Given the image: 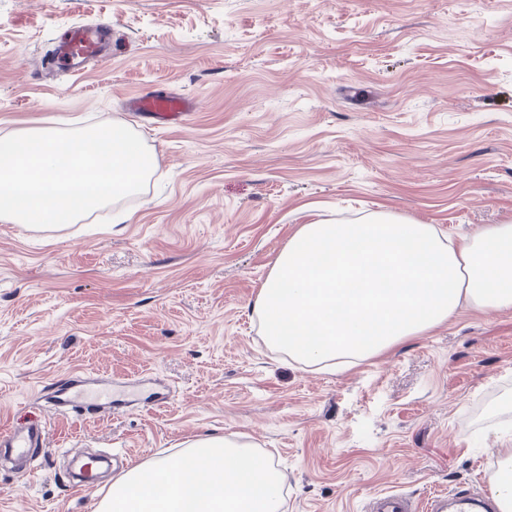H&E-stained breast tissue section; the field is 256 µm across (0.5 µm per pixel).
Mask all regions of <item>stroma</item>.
Wrapping results in <instances>:
<instances>
[{
	"mask_svg": "<svg viewBox=\"0 0 512 512\" xmlns=\"http://www.w3.org/2000/svg\"><path fill=\"white\" fill-rule=\"evenodd\" d=\"M112 56L45 70L71 26ZM177 91L159 127L127 97ZM98 123L153 158L140 193L56 231L0 223V431L46 428L0 512H93L70 455L124 463L237 434L287 512L487 489L512 437V311L447 322L345 371L302 370L253 301L297 227L392 212L459 239L512 224V0H0V136ZM116 383L112 407L46 394Z\"/></svg>",
	"mask_w": 512,
	"mask_h": 512,
	"instance_id": "35a3bbf8",
	"label": "stroma"
}]
</instances>
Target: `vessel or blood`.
<instances>
[{
  "instance_id": "1",
  "label": "vessel or blood",
  "mask_w": 512,
  "mask_h": 512,
  "mask_svg": "<svg viewBox=\"0 0 512 512\" xmlns=\"http://www.w3.org/2000/svg\"><path fill=\"white\" fill-rule=\"evenodd\" d=\"M112 39L109 23L77 26L61 38L52 57L53 62L83 69L101 60L105 45ZM194 108L190 99L173 93L137 95L127 101L131 112H144L156 123L165 125L187 115ZM45 445V430L33 423L0 433V456L9 455L27 461ZM492 501L481 491L464 490L452 495L437 494L428 499L424 508H416L403 494L387 492L371 497L367 512H492Z\"/></svg>"
}]
</instances>
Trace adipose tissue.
I'll return each instance as SVG.
<instances>
[{
	"mask_svg": "<svg viewBox=\"0 0 512 512\" xmlns=\"http://www.w3.org/2000/svg\"><path fill=\"white\" fill-rule=\"evenodd\" d=\"M512 310V224L465 242L433 225L378 214L358 224H303L253 303L267 343L305 369L376 356L458 309ZM282 479L234 435L207 433L134 463L94 512H282Z\"/></svg>",
	"mask_w": 512,
	"mask_h": 512,
	"instance_id": "1",
	"label": "adipose tissue"
}]
</instances>
